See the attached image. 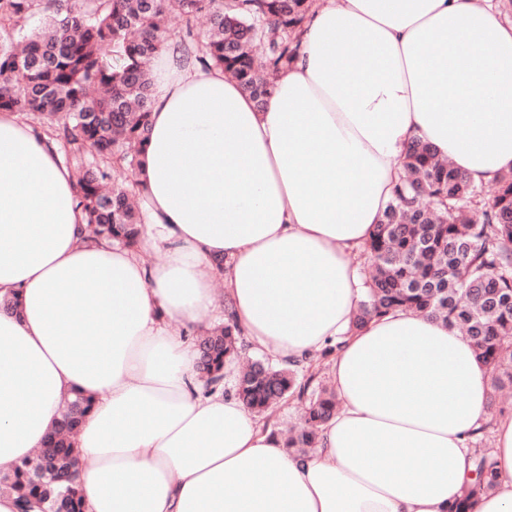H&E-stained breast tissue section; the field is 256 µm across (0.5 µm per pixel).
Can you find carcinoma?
Masks as SVG:
<instances>
[{
	"label": "carcinoma",
	"mask_w": 512,
	"mask_h": 512,
	"mask_svg": "<svg viewBox=\"0 0 512 512\" xmlns=\"http://www.w3.org/2000/svg\"><path fill=\"white\" fill-rule=\"evenodd\" d=\"M314 0H0V111L26 113L55 143L77 187L85 217L81 239L107 238L137 250L142 225L128 190L112 183L116 168L137 171L149 135L152 78L148 63L166 48L168 15L183 22L178 47L189 58L224 69L263 107L278 73L295 57ZM265 46L256 63L253 45ZM404 176L365 247L373 265L353 319L363 328L397 309L458 328L486 365L493 390L512 384V172L483 187L452 164L439 162L418 140L404 160ZM241 330L233 319L199 341L200 370L213 384L236 365ZM328 347L278 368L255 360L235 394L265 414L286 398L307 399L304 424L288 448L306 454L336 415L332 388L309 389ZM91 399L81 394L61 408L42 455L0 475V494H15L23 509L83 512L74 447ZM490 423L474 432V480L450 512H475L496 490L497 462L480 448Z\"/></svg>",
	"instance_id": "1"
}]
</instances>
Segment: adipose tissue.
Returning a JSON list of instances; mask_svg holds the SVG:
<instances>
[{"instance_id":"adipose-tissue-1","label":"adipose tissue","mask_w":512,"mask_h":512,"mask_svg":"<svg viewBox=\"0 0 512 512\" xmlns=\"http://www.w3.org/2000/svg\"><path fill=\"white\" fill-rule=\"evenodd\" d=\"M161 57L135 181L162 265L81 243L56 146L0 112V297L20 306L0 312V471L36 456L78 392L93 400L76 439L84 512H450L486 368L419 313L351 331L350 256L415 140L477 184L512 169V25L486 0H319L261 108L222 69ZM222 301L279 359L336 345L340 409L314 452L206 389L181 330ZM495 459L476 512H512V416Z\"/></svg>"}]
</instances>
